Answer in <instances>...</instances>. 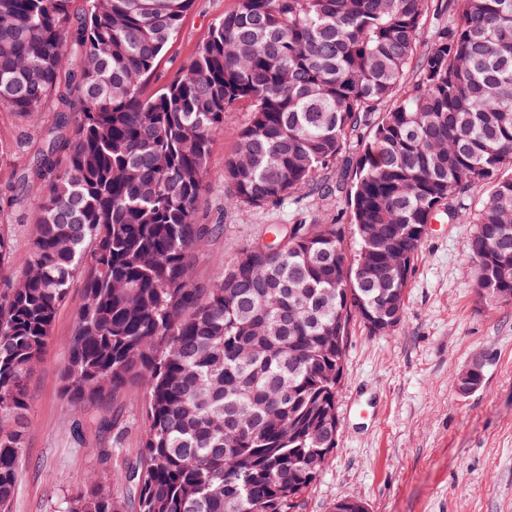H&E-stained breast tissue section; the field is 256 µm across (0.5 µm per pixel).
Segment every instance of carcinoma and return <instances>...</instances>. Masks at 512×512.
Listing matches in <instances>:
<instances>
[{
  "label": "carcinoma",
  "mask_w": 512,
  "mask_h": 512,
  "mask_svg": "<svg viewBox=\"0 0 512 512\" xmlns=\"http://www.w3.org/2000/svg\"><path fill=\"white\" fill-rule=\"evenodd\" d=\"M193 0H0V107L56 118L21 186L43 189L24 274L0 289V512H11L34 369L72 281L84 299L63 367L80 435L110 432L91 407L144 387L139 446L116 432L61 512H296L315 483L309 437L280 428L326 401L323 336L336 310L384 290L383 253L415 262L401 224L440 213L468 224L464 247L512 253V0H451L419 60L426 0H236L187 69L155 84ZM249 112L227 159L225 203L261 208L302 195L344 198L347 224H276L211 284L196 249L216 232L196 214L215 139ZM79 114L71 121L70 114ZM358 152L343 157L346 143ZM486 190L473 208L467 200ZM370 235L368 266L349 254ZM11 255L0 221V272ZM122 485L125 494L112 492Z\"/></svg>",
  "instance_id": "1"
}]
</instances>
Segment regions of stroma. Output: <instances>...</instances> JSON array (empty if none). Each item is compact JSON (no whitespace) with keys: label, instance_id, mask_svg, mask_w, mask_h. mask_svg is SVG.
<instances>
[{"label":"stroma","instance_id":"35a3bbf8","mask_svg":"<svg viewBox=\"0 0 512 512\" xmlns=\"http://www.w3.org/2000/svg\"><path fill=\"white\" fill-rule=\"evenodd\" d=\"M235 0H194L178 39L158 71L176 76ZM54 112L31 119L0 110V201L17 196L11 214L13 255L4 275L19 278L30 241L28 217L40 203L38 187H16L14 160L39 149L40 132ZM248 119L235 112L217 137L209 179L198 210L202 224L220 225L197 250L193 278L216 279L226 256L263 238L268 225L299 215L335 218L339 199L283 201L275 207L228 209L224 165ZM465 224L433 222L425 234L406 291L405 323L374 335L354 325L337 388L338 443L317 481L302 495L299 512H333L337 500L361 501L367 512H512V304L478 306L476 265L464 249ZM83 284L74 281L59 310L51 341L31 379L28 428L12 512H58L84 489L103 463L96 432L84 444L72 438L73 415L62 391ZM485 358V379L463 395L456 373Z\"/></svg>","mask_w":512,"mask_h":512}]
</instances>
